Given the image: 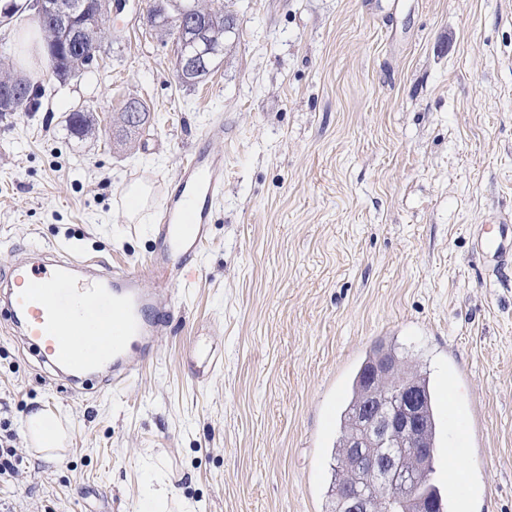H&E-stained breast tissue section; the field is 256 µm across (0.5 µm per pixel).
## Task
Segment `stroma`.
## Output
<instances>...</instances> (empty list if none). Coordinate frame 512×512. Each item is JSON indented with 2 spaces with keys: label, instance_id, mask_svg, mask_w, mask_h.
<instances>
[{
  "label": "stroma",
  "instance_id": "obj_1",
  "mask_svg": "<svg viewBox=\"0 0 512 512\" xmlns=\"http://www.w3.org/2000/svg\"><path fill=\"white\" fill-rule=\"evenodd\" d=\"M235 2L239 42L204 83H178L175 37L132 0L93 80L0 115V271L45 246L148 261L180 164L224 120L208 240L126 389L62 386L0 317L22 458L0 512H139L161 485L167 512H326L339 415L378 345L438 395L447 512H512V264L492 273L473 245L512 221V0ZM131 97L154 120L124 139ZM213 351L223 370L199 378ZM38 409L68 429L49 460L25 436Z\"/></svg>",
  "mask_w": 512,
  "mask_h": 512
}]
</instances>
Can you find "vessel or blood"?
<instances>
[{"mask_svg": "<svg viewBox=\"0 0 512 512\" xmlns=\"http://www.w3.org/2000/svg\"><path fill=\"white\" fill-rule=\"evenodd\" d=\"M176 182L155 226L148 264L122 268L98 256L61 258L42 248L37 261H17L0 276V315L66 380L89 381L104 369L106 384L120 389L137 377L140 359L156 355L173 294L189 280L191 262L209 236L212 207L224 194L223 154L197 148ZM475 248L498 265L512 263V225L479 228ZM73 326L84 336L77 348L65 337Z\"/></svg>", "mask_w": 512, "mask_h": 512, "instance_id": "obj_1", "label": "vessel or blood"}]
</instances>
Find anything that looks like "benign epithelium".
Segmentation results:
<instances>
[{
	"label": "benign epithelium",
	"instance_id": "obj_1",
	"mask_svg": "<svg viewBox=\"0 0 512 512\" xmlns=\"http://www.w3.org/2000/svg\"><path fill=\"white\" fill-rule=\"evenodd\" d=\"M37 14L54 22L71 41L79 44L112 16V0H36ZM215 18L209 14L191 20L176 38L203 41ZM210 58L203 54L178 57L177 79L193 83L209 75ZM26 89V78L16 77L0 86V112L14 111ZM394 358L379 354L373 361L368 395L355 412L361 436L347 440L366 488L342 495L337 512H428V507L408 486L414 476L430 467L433 449L425 440L412 383L403 381L385 391L382 383L396 374Z\"/></svg>",
	"mask_w": 512,
	"mask_h": 512
}]
</instances>
